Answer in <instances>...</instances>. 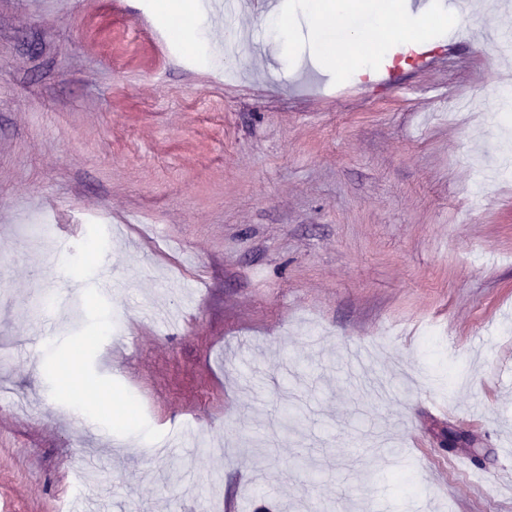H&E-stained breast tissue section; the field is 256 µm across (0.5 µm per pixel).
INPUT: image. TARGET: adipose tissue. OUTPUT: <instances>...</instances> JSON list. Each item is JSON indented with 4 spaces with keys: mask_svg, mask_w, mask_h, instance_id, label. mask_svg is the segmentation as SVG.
<instances>
[{
    "mask_svg": "<svg viewBox=\"0 0 512 512\" xmlns=\"http://www.w3.org/2000/svg\"><path fill=\"white\" fill-rule=\"evenodd\" d=\"M316 25L313 36L324 49L328 64L344 67L346 73L368 72L379 50L391 42H402L413 52L430 40L436 28H447V20L432 24L430 16H408L397 0H365L371 13L367 28L349 30L356 0H306Z\"/></svg>",
    "mask_w": 512,
    "mask_h": 512,
    "instance_id": "1",
    "label": "adipose tissue"
}]
</instances>
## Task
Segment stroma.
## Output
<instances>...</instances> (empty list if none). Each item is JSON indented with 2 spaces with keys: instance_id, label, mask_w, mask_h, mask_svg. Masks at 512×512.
<instances>
[{
  "instance_id": "obj_1",
  "label": "stroma",
  "mask_w": 512,
  "mask_h": 512,
  "mask_svg": "<svg viewBox=\"0 0 512 512\" xmlns=\"http://www.w3.org/2000/svg\"><path fill=\"white\" fill-rule=\"evenodd\" d=\"M432 2L455 51L382 83L301 0L288 52L249 7L189 46L159 0H0V512H512V0Z\"/></svg>"
}]
</instances>
